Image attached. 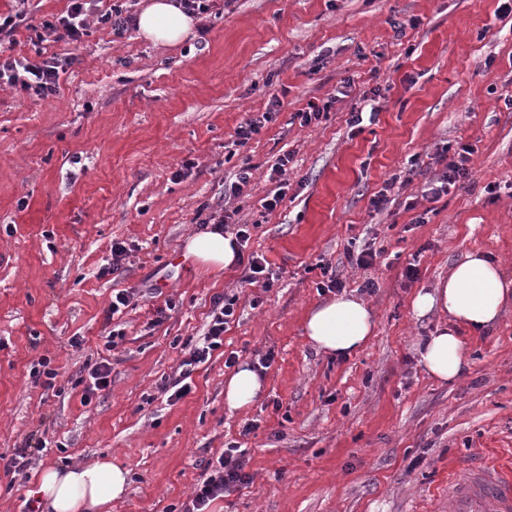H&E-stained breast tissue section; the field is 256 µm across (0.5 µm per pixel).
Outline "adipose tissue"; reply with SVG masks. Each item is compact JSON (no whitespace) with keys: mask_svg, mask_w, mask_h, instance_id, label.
Instances as JSON below:
<instances>
[{"mask_svg":"<svg viewBox=\"0 0 512 512\" xmlns=\"http://www.w3.org/2000/svg\"><path fill=\"white\" fill-rule=\"evenodd\" d=\"M194 19L178 0H148L137 19L139 35L157 45L173 46L191 35ZM184 254L193 262L224 270L237 262L235 237L211 228L189 237ZM512 302V282L503 277L498 263L473 250L453 265L446 278L430 291H419L412 308L423 316L439 311L447 318L430 335L420 338L416 350L429 376L443 381L462 378L469 363L459 328L486 330L497 324ZM375 315L359 296L344 293L313 306L303 323V333L319 352L349 356L374 335ZM263 380L251 364L240 363L228 378L224 398L229 409H244L262 394ZM128 473L107 459L41 471L34 494L42 512H106L122 497Z\"/></svg>","mask_w":512,"mask_h":512,"instance_id":"ef3b65f1","label":"adipose tissue"}]
</instances>
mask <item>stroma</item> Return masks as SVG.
<instances>
[{"label":"stroma","mask_w":512,"mask_h":512,"mask_svg":"<svg viewBox=\"0 0 512 512\" xmlns=\"http://www.w3.org/2000/svg\"><path fill=\"white\" fill-rule=\"evenodd\" d=\"M142 2L86 0L82 40L57 42L42 24L68 0H0L1 15L25 12L16 56L76 59L56 96L0 87V456L32 436L47 442L25 470L0 466V512H24L45 467L103 456L129 472L111 512H181L233 441L252 481L210 512H448V484L468 466L512 468V307L489 332L463 331L470 370L458 383L426 374L415 344L438 317L412 310L471 250L512 279V15L496 17L497 0H212L193 34L167 47L97 20L112 7L136 15ZM347 77L383 88L375 122L351 134L348 97L302 124L298 110ZM274 97V119L235 145L239 124ZM460 143L473 149L470 180L422 199L443 169L438 148ZM416 154L422 174L371 212L373 193ZM283 156L289 189L266 215L268 174ZM246 161L251 183L225 199V179ZM409 195L428 223H413ZM227 206L254 226L248 251L283 268L270 290L242 283V266L184 259L202 217ZM116 241L129 249L124 270L100 276ZM367 246L373 266H351L348 252ZM323 262L375 314L372 340L347 358L317 353L303 334L325 299ZM116 288L139 295L109 351ZM224 292L240 300L223 348L190 393L167 402L163 377ZM168 299L176 307L157 321ZM269 351L262 396L229 409L226 357L254 363ZM44 358L59 371L56 389L31 382ZM104 358L111 383L83 403L75 380Z\"/></svg>","instance_id":"35a3bbf8"}]
</instances>
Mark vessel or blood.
I'll return each instance as SVG.
<instances>
[{
    "instance_id": "obj_1",
    "label": "vessel or blood",
    "mask_w": 512,
    "mask_h": 512,
    "mask_svg": "<svg viewBox=\"0 0 512 512\" xmlns=\"http://www.w3.org/2000/svg\"><path fill=\"white\" fill-rule=\"evenodd\" d=\"M448 512H512V480L482 464L448 486Z\"/></svg>"
}]
</instances>
